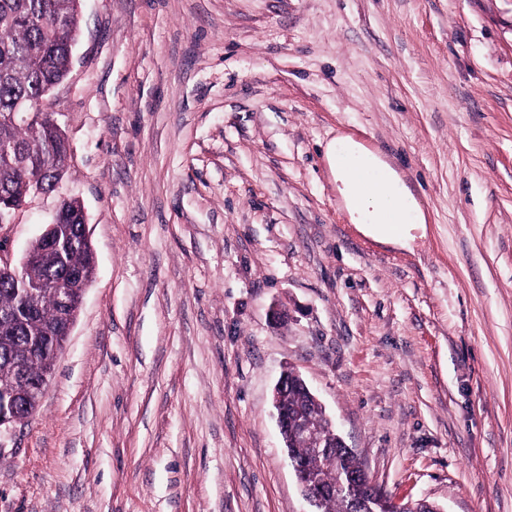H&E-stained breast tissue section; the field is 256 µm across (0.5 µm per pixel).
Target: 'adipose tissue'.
Here are the masks:
<instances>
[{
  "mask_svg": "<svg viewBox=\"0 0 512 512\" xmlns=\"http://www.w3.org/2000/svg\"><path fill=\"white\" fill-rule=\"evenodd\" d=\"M326 158L351 223L380 242L410 248L425 216L396 169L345 134L328 145Z\"/></svg>",
  "mask_w": 512,
  "mask_h": 512,
  "instance_id": "adipose-tissue-1",
  "label": "adipose tissue"
}]
</instances>
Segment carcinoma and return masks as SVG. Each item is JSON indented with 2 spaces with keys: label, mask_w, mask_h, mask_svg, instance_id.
Masks as SVG:
<instances>
[{
  "label": "carcinoma",
  "mask_w": 512,
  "mask_h": 512,
  "mask_svg": "<svg viewBox=\"0 0 512 512\" xmlns=\"http://www.w3.org/2000/svg\"><path fill=\"white\" fill-rule=\"evenodd\" d=\"M81 0H0V198L21 206L31 197L36 186H52L55 173L62 171L68 143L58 137L50 123L15 124L3 118L20 102L34 103L48 88L61 83L71 65V52L66 40L67 29H78ZM38 261L28 269L27 277L41 280L59 275L66 263L85 272L92 280L94 268L86 251L71 247L65 257L39 243L32 244ZM21 299L15 285L0 278V313H15ZM59 304L51 290L44 291L37 314L26 324L0 325V385L14 381L10 358L25 353L28 340L41 336L46 328L59 320ZM288 408L309 410L314 417L323 416L321 406L295 379L288 380L285 393ZM287 452L304 467L316 471L318 483L336 488V495L324 497L321 512H347L348 502L342 488L355 479H365L364 470L353 454L336 458V466L320 465L308 448H298L288 441Z\"/></svg>",
  "instance_id": "1"
}]
</instances>
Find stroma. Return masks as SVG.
Masks as SVG:
<instances>
[{
    "mask_svg": "<svg viewBox=\"0 0 512 512\" xmlns=\"http://www.w3.org/2000/svg\"><path fill=\"white\" fill-rule=\"evenodd\" d=\"M44 107L65 175L0 257L75 197L98 265L0 512H308L286 367L389 496L512 512V0H82ZM340 133L416 195L411 248L351 224Z\"/></svg>",
    "mask_w": 512,
    "mask_h": 512,
    "instance_id": "35a3bbf8",
    "label": "stroma"
}]
</instances>
